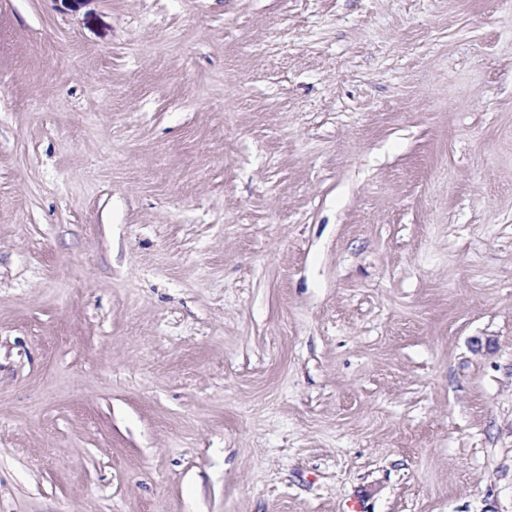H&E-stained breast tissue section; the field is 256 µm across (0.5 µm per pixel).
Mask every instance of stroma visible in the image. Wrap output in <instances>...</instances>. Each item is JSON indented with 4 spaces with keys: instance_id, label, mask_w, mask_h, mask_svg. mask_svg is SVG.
Here are the masks:
<instances>
[{
    "instance_id": "obj_1",
    "label": "stroma",
    "mask_w": 512,
    "mask_h": 512,
    "mask_svg": "<svg viewBox=\"0 0 512 512\" xmlns=\"http://www.w3.org/2000/svg\"><path fill=\"white\" fill-rule=\"evenodd\" d=\"M0 512H512V0H0Z\"/></svg>"
}]
</instances>
